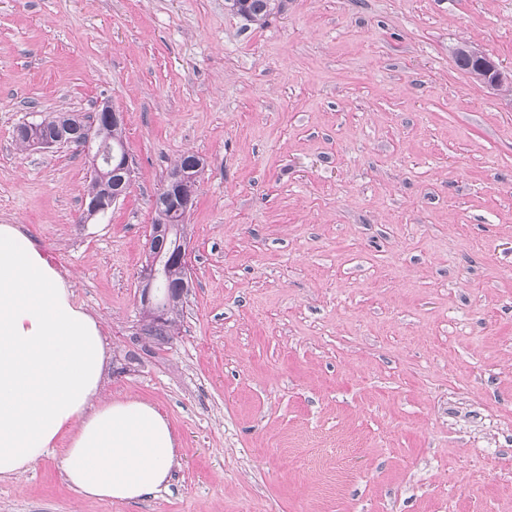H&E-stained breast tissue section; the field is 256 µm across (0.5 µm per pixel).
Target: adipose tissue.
Returning <instances> with one entry per match:
<instances>
[{
	"label": "adipose tissue",
	"instance_id": "1",
	"mask_svg": "<svg viewBox=\"0 0 512 512\" xmlns=\"http://www.w3.org/2000/svg\"><path fill=\"white\" fill-rule=\"evenodd\" d=\"M99 321L23 225L0 224V479L61 449L67 484L92 500L138 501L167 488L168 420L150 402L104 400Z\"/></svg>",
	"mask_w": 512,
	"mask_h": 512
}]
</instances>
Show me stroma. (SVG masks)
I'll list each match as a JSON object with an SVG mask.
<instances>
[{
    "label": "stroma",
    "mask_w": 512,
    "mask_h": 512,
    "mask_svg": "<svg viewBox=\"0 0 512 512\" xmlns=\"http://www.w3.org/2000/svg\"><path fill=\"white\" fill-rule=\"evenodd\" d=\"M512 0H0V224L103 324L105 391L156 405L159 497L89 501L59 455L0 512H512ZM125 114L135 176L81 223L88 156L30 113ZM205 160L181 329L144 352L155 200ZM276 0H232V7L250 22H265L276 9ZM478 66V81L490 90H501L504 86L512 85V70H505L492 55L467 44L464 47Z\"/></svg>",
    "instance_id": "stroma-1"
}]
</instances>
